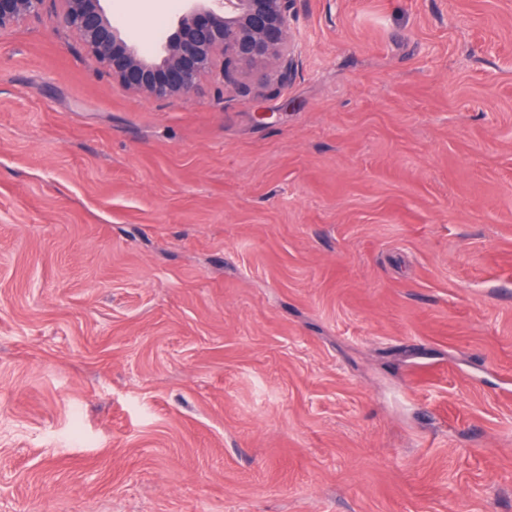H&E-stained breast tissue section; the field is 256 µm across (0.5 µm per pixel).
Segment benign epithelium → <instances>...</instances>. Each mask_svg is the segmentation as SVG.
Returning a JSON list of instances; mask_svg holds the SVG:
<instances>
[{
    "label": "benign epithelium",
    "instance_id": "1",
    "mask_svg": "<svg viewBox=\"0 0 512 512\" xmlns=\"http://www.w3.org/2000/svg\"><path fill=\"white\" fill-rule=\"evenodd\" d=\"M296 0H198L185 12L161 54L143 57L107 17L101 0H0V33L50 12L75 33L113 81L155 100L193 95L208 74L232 83L243 65L292 72L290 34Z\"/></svg>",
    "mask_w": 512,
    "mask_h": 512
}]
</instances>
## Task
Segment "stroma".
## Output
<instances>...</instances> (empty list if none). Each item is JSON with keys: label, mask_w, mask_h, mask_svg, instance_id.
Segmentation results:
<instances>
[{"label": "stroma", "mask_w": 512, "mask_h": 512, "mask_svg": "<svg viewBox=\"0 0 512 512\" xmlns=\"http://www.w3.org/2000/svg\"><path fill=\"white\" fill-rule=\"evenodd\" d=\"M292 34L160 101L0 33V512H512V0Z\"/></svg>", "instance_id": "stroma-1"}]
</instances>
